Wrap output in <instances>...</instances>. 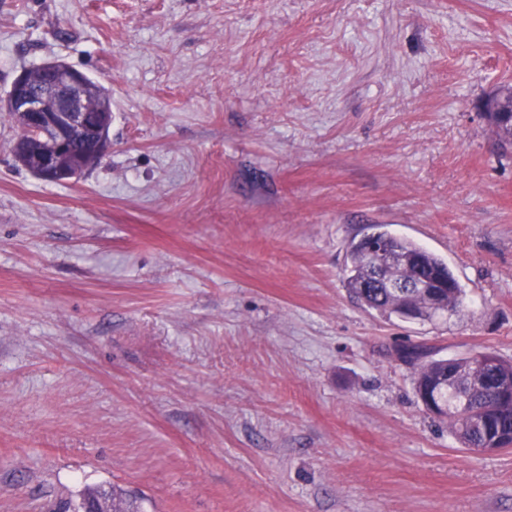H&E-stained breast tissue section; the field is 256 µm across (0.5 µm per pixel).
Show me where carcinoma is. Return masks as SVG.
<instances>
[{
	"mask_svg": "<svg viewBox=\"0 0 512 512\" xmlns=\"http://www.w3.org/2000/svg\"><path fill=\"white\" fill-rule=\"evenodd\" d=\"M378 234L387 239L390 250L396 260L406 259L410 266L398 264L383 274L375 272V259L368 254L358 241L351 244L348 261L345 266V283L349 293L363 306L378 312L388 319L404 318L408 308L423 309L427 299L423 293L414 289L401 296L387 288V282L393 280H412L416 277H436L454 288L448 295V306L457 312L464 304V292L448 264L439 256L424 249L417 243L380 230ZM401 357L414 367L415 390L421 401L426 394L437 392L447 398L448 427L459 442L466 448H502L512 439V407L501 401L494 388L493 381L503 383L512 381V363L499 361L498 365L485 371V384L479 390L470 387L466 377L461 384L468 396V404L461 411L457 405L455 393H446L439 386L440 379L448 377V367L455 369L479 363L478 355L456 359H432L421 347L411 346L405 349ZM112 500V512H134L133 502L126 499L109 497L105 491H96L83 497L78 508L85 509L90 503Z\"/></svg>",
	"mask_w": 512,
	"mask_h": 512,
	"instance_id": "carcinoma-1",
	"label": "carcinoma"
}]
</instances>
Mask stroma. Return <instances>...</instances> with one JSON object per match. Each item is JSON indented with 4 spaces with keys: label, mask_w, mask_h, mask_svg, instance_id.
Here are the masks:
<instances>
[{
    "label": "stroma",
    "mask_w": 512,
    "mask_h": 512,
    "mask_svg": "<svg viewBox=\"0 0 512 512\" xmlns=\"http://www.w3.org/2000/svg\"><path fill=\"white\" fill-rule=\"evenodd\" d=\"M59 59L112 94L69 184L0 110V512H512L397 351L512 361V0H0V98ZM382 226L448 261L453 316L344 282ZM108 498H109V495L106 491L92 492L83 497L82 502L78 505L77 508L84 510L89 503H94V502L98 503V502L102 501L108 507V510H110L112 512H134V511H137V510H133L134 509L133 502L128 501L126 499H120V498L118 499V501H116L117 497L114 496L113 494H112V506H109V505H107ZM109 507H112V510H111V508L109 509ZM82 510H74V511L83 512Z\"/></svg>",
    "instance_id": "35a3bbf8"
}]
</instances>
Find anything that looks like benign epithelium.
<instances>
[{"mask_svg": "<svg viewBox=\"0 0 512 512\" xmlns=\"http://www.w3.org/2000/svg\"><path fill=\"white\" fill-rule=\"evenodd\" d=\"M111 93L104 90L91 104L88 75L64 61L25 70L13 81L8 107L19 118L12 147L15 160L50 182H74L108 153L112 125ZM428 289L441 304L437 283L423 278L397 288Z\"/></svg>", "mask_w": 512, "mask_h": 512, "instance_id": "1", "label": "benign epithelium"}]
</instances>
